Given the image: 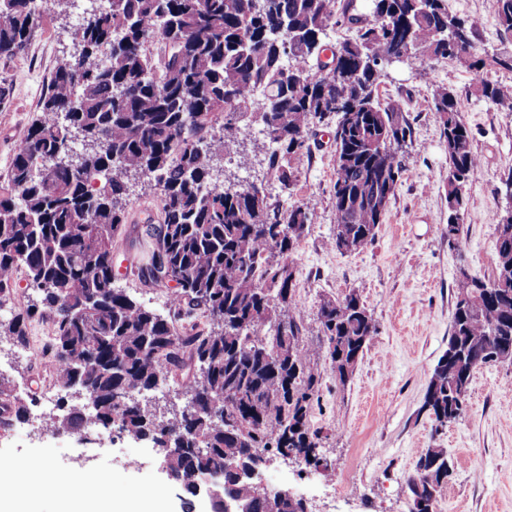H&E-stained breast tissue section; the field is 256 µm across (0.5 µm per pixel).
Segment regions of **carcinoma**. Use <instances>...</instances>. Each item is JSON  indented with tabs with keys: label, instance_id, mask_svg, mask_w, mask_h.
Listing matches in <instances>:
<instances>
[{
	"label": "carcinoma",
	"instance_id": "cac0c4a2",
	"mask_svg": "<svg viewBox=\"0 0 512 512\" xmlns=\"http://www.w3.org/2000/svg\"><path fill=\"white\" fill-rule=\"evenodd\" d=\"M372 5L371 21L353 13V0H110L84 17L77 47L58 62L0 188V292L20 267L29 282L49 283L42 304L55 315L56 430L77 434L92 423L148 440L163 449L170 474L191 497L197 473H222L271 452L325 466L321 437L309 424L319 375L304 344L306 318L294 283L277 280L281 266L294 265L310 208H285L254 185L216 186L210 161L217 152L240 155L245 115L258 111L272 145L268 170L287 188L295 179L291 159L309 149L311 127L335 120L332 246L352 254L372 244L385 214L372 202L394 197L403 170L398 149L412 141L407 114L379 100L381 63L401 55L457 58L473 49L478 27L451 14L448 0ZM497 5L498 25L512 33V0ZM69 11L70 0H0V59L23 53L48 16ZM338 13L356 34L339 43L336 70L324 74L307 64ZM285 42L290 52L281 55ZM482 92L512 109L502 85L484 82ZM433 112L448 143V241L456 242L478 158L452 90H436ZM218 122L223 135L216 138ZM78 136L88 147L72 171L57 161L58 150ZM132 171L160 194L159 232L131 246L145 285L177 281L166 314L114 286V242ZM98 176L100 188L92 184ZM496 233L493 277L455 281L448 349L423 403L439 426L463 414L473 372L489 353L512 348V212L504 211ZM37 312L32 305L14 315L4 333L26 345V322ZM199 317L209 329L175 333L176 321ZM317 321L344 387L377 333L375 322L353 291L324 299ZM174 371L183 375L189 408L161 420L138 396ZM71 390H88L93 401L70 405ZM214 406L249 430L212 419ZM0 410L18 421L29 414L2 377ZM451 473L446 451L427 449L407 479L410 498L430 499ZM228 480L252 512H269L250 481L236 473Z\"/></svg>",
	"mask_w": 512,
	"mask_h": 512
}]
</instances>
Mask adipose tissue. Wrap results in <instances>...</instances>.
Segmentation results:
<instances>
[{
    "instance_id": "obj_1",
    "label": "adipose tissue",
    "mask_w": 512,
    "mask_h": 512,
    "mask_svg": "<svg viewBox=\"0 0 512 512\" xmlns=\"http://www.w3.org/2000/svg\"><path fill=\"white\" fill-rule=\"evenodd\" d=\"M79 481L41 460L25 467L0 464V512H29L33 495L45 490L62 493L58 512H158V494L114 492L111 480L84 468Z\"/></svg>"
}]
</instances>
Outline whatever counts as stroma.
<instances>
[{
	"label": "stroma",
	"mask_w": 512,
	"mask_h": 512,
	"mask_svg": "<svg viewBox=\"0 0 512 512\" xmlns=\"http://www.w3.org/2000/svg\"><path fill=\"white\" fill-rule=\"evenodd\" d=\"M85 0H75L67 16L45 22L27 50L0 60V184L11 159L47 92L51 75L74 47ZM448 10L475 18L479 30L472 58L432 62L422 58L387 64L379 87L381 102L402 107L411 122L412 144L396 194L376 229L373 244L355 254L331 245L335 224L332 185L336 145L332 126L313 127L309 152L293 158L297 179L282 187L270 174L269 145L259 124L243 127L245 164L216 157L212 176L225 185L264 187L284 204L307 203L310 222L294 264L295 298L307 316L308 341L319 342L318 307L323 299L355 292L372 315L377 333L365 349L346 386H339L326 356L316 357L319 400L309 422L321 436L326 468H312L279 455L271 456L263 480L272 489L302 497L308 512H410L406 480L429 448L445 449L453 473L435 503V512H512V365L477 368L461 418L437 427L424 411L433 368L448 345L453 292L459 268L487 279L495 270L496 229L506 205L503 181L512 171V112L488 100L482 82L512 85V70L495 59L512 53V34L497 23L496 0H448ZM483 61L474 72L472 60ZM452 89L472 133L479 166L466 190L460 243L448 245L447 147L433 110L437 88ZM124 238L114 250L116 287L157 312H166L171 288L144 286L127 240L146 222L161 223L159 194L141 177L128 183ZM25 272L0 301V320L8 321L30 305L39 313L27 323V345L0 339V371L20 395L38 404L56 402L55 371L40 363L45 342L53 336L54 317L40 306ZM88 441L56 432L49 423L0 426V458L45 459L55 468L107 469L119 489L159 493L164 512H184L182 489L169 481L150 443L116 439L112 455L99 451L97 428Z\"/></svg>",
	"instance_id": "35a3bbf8"
}]
</instances>
